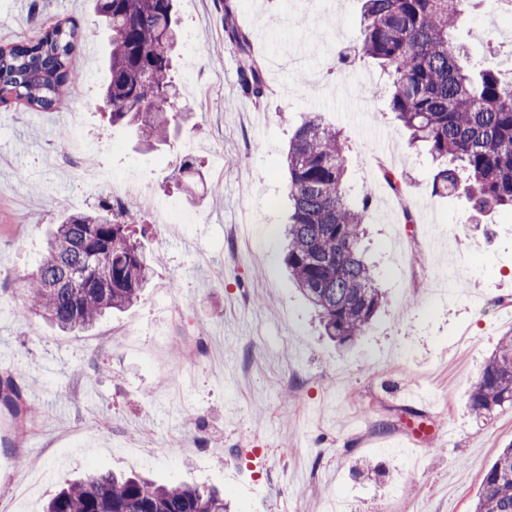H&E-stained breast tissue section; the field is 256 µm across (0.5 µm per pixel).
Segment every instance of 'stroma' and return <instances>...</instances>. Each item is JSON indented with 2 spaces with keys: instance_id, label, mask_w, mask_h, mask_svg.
I'll return each instance as SVG.
<instances>
[{
  "instance_id": "1",
  "label": "stroma",
  "mask_w": 512,
  "mask_h": 512,
  "mask_svg": "<svg viewBox=\"0 0 512 512\" xmlns=\"http://www.w3.org/2000/svg\"><path fill=\"white\" fill-rule=\"evenodd\" d=\"M361 5L234 0L269 85L258 103L241 90L225 43L224 0H176L183 33L198 43L196 55L179 50L177 106L198 127L148 151L97 106L109 34L91 0H0V44L32 36L35 6L49 20H76L96 45L92 55L77 47L83 79L56 111L0 102V371L39 412L19 445L0 437V512H42L60 483L88 469L216 487L233 512H323L326 501L340 512H473L485 472L512 443V408L485 421L467 407L481 366L512 334V211L475 222L463 194H432L434 164L387 112L386 75L350 57ZM457 38L477 62L512 71V14L497 0L466 7ZM75 112L94 164L64 157L60 135ZM314 114L346 139L353 193L369 199L363 247L387 298L347 346L322 336L282 261L285 153ZM388 150L407 183L409 226L393 222L396 197L365 193ZM187 155L200 175L174 177ZM99 167L134 177L174 221L153 224L139 197H119L137 207L139 241L162 260L135 306L65 333L14 290L39 262L49 225L107 195L93 178ZM432 224L456 234L452 253L431 249ZM442 275L455 281L445 293L433 287ZM130 331L161 349L131 355ZM408 386L442 412L419 439L399 399ZM255 445L267 454L260 470L233 455ZM359 460L383 478H359Z\"/></svg>"
}]
</instances>
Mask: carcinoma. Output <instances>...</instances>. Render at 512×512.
I'll return each instance as SVG.
<instances>
[{"label": "carcinoma", "mask_w": 512, "mask_h": 512, "mask_svg": "<svg viewBox=\"0 0 512 512\" xmlns=\"http://www.w3.org/2000/svg\"><path fill=\"white\" fill-rule=\"evenodd\" d=\"M468 0H363L354 55L387 72L388 111L427 148L435 163L432 192H462L471 210H512V81L474 63L454 40ZM110 31V74L100 107L114 125L153 145H167L187 116L175 110L172 54L179 35L172 0H95ZM38 35L0 46V101L52 112L79 83L73 57L83 32L70 18L42 21ZM224 36L240 61L244 93L260 101L269 87L251 34L231 4ZM292 211L286 231L288 273L318 313L324 334L340 344L371 326L386 303L362 250L369 199L351 198L341 133L319 116L296 129L286 155ZM137 211L109 198L63 216L36 269L20 278L25 308L59 329L83 332L105 314L141 298L159 256L133 238ZM478 418L512 407V336L486 359L468 397ZM0 408L18 422L38 410L9 373L0 374ZM45 512H226L216 489L162 484L139 476L88 473L68 481ZM474 512H512V443L497 455L477 493Z\"/></svg>", "instance_id": "obj_1"}]
</instances>
